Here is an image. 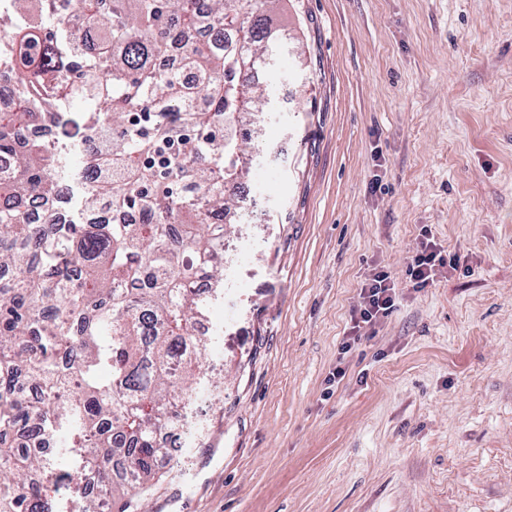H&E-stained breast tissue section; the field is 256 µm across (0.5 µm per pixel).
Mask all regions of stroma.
Segmentation results:
<instances>
[{"instance_id":"stroma-1","label":"stroma","mask_w":512,"mask_h":512,"mask_svg":"<svg viewBox=\"0 0 512 512\" xmlns=\"http://www.w3.org/2000/svg\"><path fill=\"white\" fill-rule=\"evenodd\" d=\"M264 189L147 512H512V0H281ZM458 268L413 288L422 239ZM396 306L348 354L361 286ZM344 379H336L337 366Z\"/></svg>"}]
</instances>
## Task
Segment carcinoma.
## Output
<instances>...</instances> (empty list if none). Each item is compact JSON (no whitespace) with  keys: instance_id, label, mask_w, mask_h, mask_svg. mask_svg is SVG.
I'll use <instances>...</instances> for the list:
<instances>
[{"instance_id":"carcinoma-1","label":"carcinoma","mask_w":512,"mask_h":512,"mask_svg":"<svg viewBox=\"0 0 512 512\" xmlns=\"http://www.w3.org/2000/svg\"><path fill=\"white\" fill-rule=\"evenodd\" d=\"M275 2L75 0L84 39L48 27L50 0L0 11V512H49L47 481L87 476L101 496L79 512H129L161 477L158 434L187 419L212 346L194 330L213 297L190 283L223 282L224 215L255 148L239 128L271 111L255 74L288 41ZM172 50L204 107L161 69ZM71 125L112 138L85 154L80 223L35 224L30 199L54 201ZM30 126L53 135L25 142ZM47 435L74 468L41 451Z\"/></svg>"}]
</instances>
